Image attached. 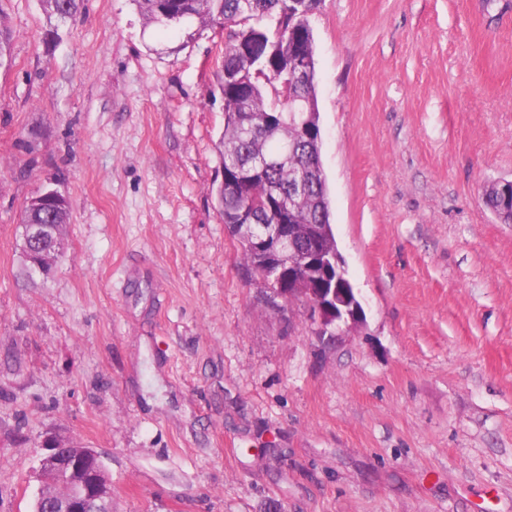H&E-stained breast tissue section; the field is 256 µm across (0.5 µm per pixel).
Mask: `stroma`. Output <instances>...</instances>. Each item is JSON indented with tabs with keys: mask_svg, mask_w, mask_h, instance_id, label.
Listing matches in <instances>:
<instances>
[{
	"mask_svg": "<svg viewBox=\"0 0 512 512\" xmlns=\"http://www.w3.org/2000/svg\"><path fill=\"white\" fill-rule=\"evenodd\" d=\"M321 163L364 318L320 338L247 273L215 198L228 31L84 0L46 41L0 0V512L44 440L112 512H512V0H320ZM35 141V152L25 145ZM71 202L48 280L20 213Z\"/></svg>",
	"mask_w": 512,
	"mask_h": 512,
	"instance_id": "stroma-1",
	"label": "stroma"
}]
</instances>
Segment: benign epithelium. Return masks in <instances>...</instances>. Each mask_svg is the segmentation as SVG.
Returning a JSON list of instances; mask_svg holds the SVG:
<instances>
[{
	"label": "benign epithelium",
	"instance_id": "benign-epithelium-1",
	"mask_svg": "<svg viewBox=\"0 0 512 512\" xmlns=\"http://www.w3.org/2000/svg\"><path fill=\"white\" fill-rule=\"evenodd\" d=\"M294 82L308 81L313 63L308 55L292 50L288 65ZM22 239L33 252H40L44 261L51 263L63 253L64 241L57 239L51 249L43 248L44 240L52 230L50 224H23ZM305 238L301 252L307 275H290L287 287L276 289L274 296L284 302L298 299L317 315L318 334L334 335L341 322H362V306L346 277L345 262L338 249L329 250L323 242L321 230L302 234V229L288 213V223L260 225V229L246 239L248 247L259 255L274 259L283 265L286 248ZM46 453L39 470L40 487L35 498V512H112V482L106 474L102 457L91 448H71L55 435L44 441Z\"/></svg>",
	"mask_w": 512,
	"mask_h": 512
}]
</instances>
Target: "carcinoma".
<instances>
[{
	"instance_id": "1",
	"label": "carcinoma",
	"mask_w": 512,
	"mask_h": 512,
	"mask_svg": "<svg viewBox=\"0 0 512 512\" xmlns=\"http://www.w3.org/2000/svg\"><path fill=\"white\" fill-rule=\"evenodd\" d=\"M138 11L149 23L162 26H185L193 23L199 28L220 26L233 30V36L243 29L242 22L254 20L251 27L262 49L243 55L231 45L224 52L222 70L243 75L246 83H221L224 96V134L220 141L219 156L222 171L235 175L258 156L279 153L291 141L295 151L304 159L306 169L301 170L286 162L272 165L248 185L235 193L219 185L217 199L222 217L255 203L265 206L259 224H277L281 208L291 207L300 221L308 224L329 223V199L326 180L309 178L308 168H319L318 151L305 141L300 123L307 114L289 117L281 111V98L288 95V71L273 70L269 66L271 49L292 38L309 55H314L313 33L305 36L288 34L287 0H134ZM49 21L46 38L54 40L58 28L76 19L83 8V0H40ZM44 210L54 216L57 224L70 223L69 199L47 202ZM227 232L242 244L243 260L254 274L269 288L275 287L270 270L245 246L241 229Z\"/></svg>"
}]
</instances>
